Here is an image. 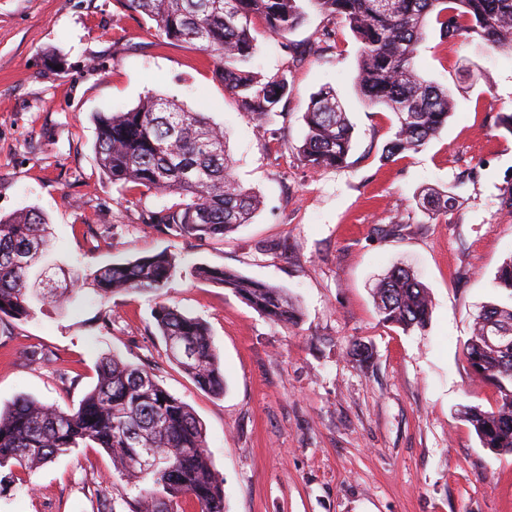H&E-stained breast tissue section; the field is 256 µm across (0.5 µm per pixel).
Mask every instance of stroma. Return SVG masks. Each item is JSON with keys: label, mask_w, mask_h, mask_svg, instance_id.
I'll list each match as a JSON object with an SVG mask.
<instances>
[{"label": "stroma", "mask_w": 512, "mask_h": 512, "mask_svg": "<svg viewBox=\"0 0 512 512\" xmlns=\"http://www.w3.org/2000/svg\"><path fill=\"white\" fill-rule=\"evenodd\" d=\"M309 13L288 37L258 28L255 65L287 70L291 93L267 128L240 111L196 46L172 45L117 0H0V216L35 210L51 227L50 259L83 274L65 308L0 322V406L28 396L68 408L97 381L102 358L145 364L201 421L225 512H512V456L482 448L462 405H494L465 344L492 282L512 259V55L476 41H442L430 24L424 79L455 107L425 150L391 160L394 117L354 87L360 45L337 24L318 40ZM331 85L354 127L345 168L305 165L295 147L311 95ZM176 99L220 126L239 182L262 199L249 224L222 239L181 237L144 223L176 198L106 182L95 153L99 112L145 95ZM425 189L455 194L445 214L420 208ZM167 250L180 270L160 295L99 300L88 273ZM225 267L285 288L294 325L261 316L230 290L196 279ZM407 267L429 288L425 328L403 331L377 313L373 290ZM164 302L209 328L224 393L198 388L172 361L153 309ZM374 356L359 361L353 342ZM112 459L73 449L30 482L0 469V512H99Z\"/></svg>", "instance_id": "stroma-1"}]
</instances>
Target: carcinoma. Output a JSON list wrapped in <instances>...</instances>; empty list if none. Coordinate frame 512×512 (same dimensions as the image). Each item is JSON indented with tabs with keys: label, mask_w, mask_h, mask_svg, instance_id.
<instances>
[{
	"label": "carcinoma",
	"mask_w": 512,
	"mask_h": 512,
	"mask_svg": "<svg viewBox=\"0 0 512 512\" xmlns=\"http://www.w3.org/2000/svg\"><path fill=\"white\" fill-rule=\"evenodd\" d=\"M308 2L327 21L349 26L360 43L355 85L368 103L386 107L396 130L385 145L388 159L418 152L448 124V89L425 80L416 58L430 17L442 38L479 40L512 52V0H118L156 24L171 42L192 43L214 61L224 88L259 126L270 122L291 85L287 70L265 73L254 67V20L286 36L307 20ZM305 134L295 147L314 168H342L352 150L353 126L336 91L324 86L310 97L303 116ZM99 167L112 184H134L177 195L181 202L151 210L145 223L176 228L198 238H223L246 224L259 200L233 176L224 130L202 112L173 100L147 95L132 109L95 117ZM427 211L448 213L455 197L422 195ZM49 231L37 212L0 217V317L26 319L34 299L64 308L80 276L69 286L39 295L30 283L48 253ZM177 271L165 251L97 269L99 296L157 293ZM197 278L229 289L275 323L295 324L300 310L288 292L233 270L200 265ZM495 287L512 300V259L495 277ZM383 321L404 330L423 328L432 312L429 289L408 268L399 267L374 289ZM170 358L202 390L224 393V374L206 324L164 303L153 311ZM512 332V303L491 304L474 318L466 357L473 375L495 387V406L466 405L462 414L482 447L512 455V353L490 349L486 325ZM96 445L112 457V512H224L223 480L213 469L206 435L191 408L170 394L144 367L119 356L104 358L95 386L76 407L62 409L21 396L0 408V468L31 475L79 445Z\"/></svg>",
	"instance_id": "carcinoma-1"
}]
</instances>
